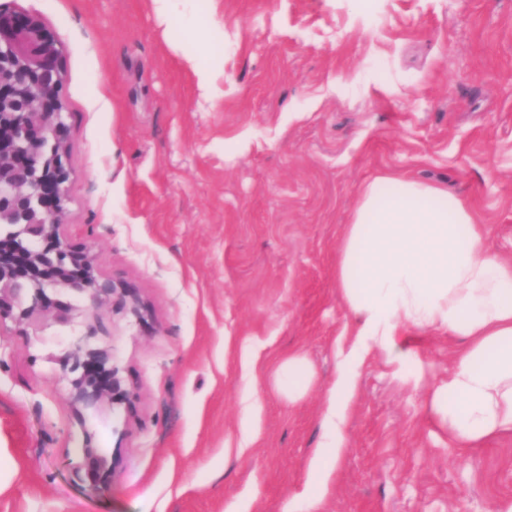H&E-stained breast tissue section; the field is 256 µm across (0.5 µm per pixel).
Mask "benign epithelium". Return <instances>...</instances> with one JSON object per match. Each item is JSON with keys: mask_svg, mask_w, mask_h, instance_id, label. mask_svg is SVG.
Returning <instances> with one entry per match:
<instances>
[{"mask_svg": "<svg viewBox=\"0 0 512 512\" xmlns=\"http://www.w3.org/2000/svg\"><path fill=\"white\" fill-rule=\"evenodd\" d=\"M56 37L37 18L0 8V321L38 328L50 314L61 324L74 318L62 300L67 290L89 300L81 313L83 338L58 362L77 374L74 401L97 403L128 399L119 369L107 367L105 351L86 343L106 333L101 310L141 317L136 289L101 277L95 258L61 239L56 217L66 201L64 158L68 128L61 89L65 81ZM82 465L107 478L96 449L82 448Z\"/></svg>", "mask_w": 512, "mask_h": 512, "instance_id": "1", "label": "benign epithelium"}]
</instances>
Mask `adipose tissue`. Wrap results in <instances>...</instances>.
Masks as SVG:
<instances>
[{"label": "adipose tissue", "mask_w": 512, "mask_h": 512, "mask_svg": "<svg viewBox=\"0 0 512 512\" xmlns=\"http://www.w3.org/2000/svg\"><path fill=\"white\" fill-rule=\"evenodd\" d=\"M151 2L160 22L183 19L186 39L198 47L184 63L197 89L211 95L215 72L203 57L224 40L214 14H180L178 0ZM336 288L355 341L339 352L313 472L328 475L348 446L345 423L362 359L376 349L389 363H405L409 329H434L462 343L430 398L449 440L466 451L512 432V258L486 248L484 228L463 199L406 176L364 184L337 251ZM313 382L298 353L276 370L277 389L292 402Z\"/></svg>", "instance_id": "adipose-tissue-1"}]
</instances>
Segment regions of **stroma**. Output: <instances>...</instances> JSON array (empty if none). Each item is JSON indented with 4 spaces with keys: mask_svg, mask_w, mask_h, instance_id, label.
I'll list each match as a JSON object with an SVG mask.
<instances>
[{
    "mask_svg": "<svg viewBox=\"0 0 512 512\" xmlns=\"http://www.w3.org/2000/svg\"><path fill=\"white\" fill-rule=\"evenodd\" d=\"M0 7L61 44L60 235L136 288L146 317L96 341L131 403L87 408L58 362L82 326L24 336L0 321V512H307L358 186L443 185L512 256V0H221L208 61L224 94L205 106L183 63L194 45L151 0ZM404 343V365L365 358L318 512H512V434L462 456L429 410L458 343L415 330ZM294 352L315 381L291 402L273 375ZM86 444L110 469L97 494L72 470Z\"/></svg>",
    "mask_w": 512,
    "mask_h": 512,
    "instance_id": "obj_1",
    "label": "stroma"
}]
</instances>
